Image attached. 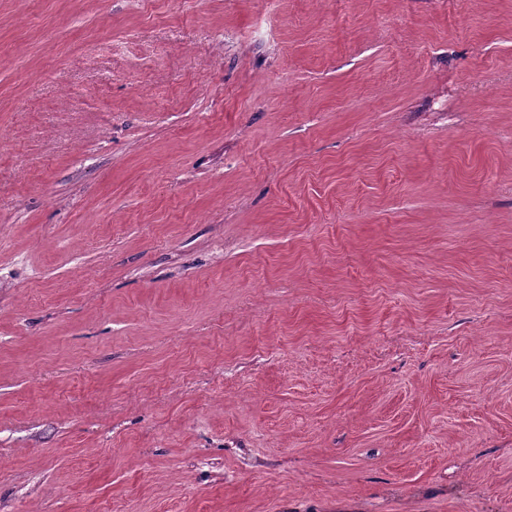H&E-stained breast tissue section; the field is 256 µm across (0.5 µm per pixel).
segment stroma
Listing matches in <instances>:
<instances>
[{"mask_svg": "<svg viewBox=\"0 0 512 512\" xmlns=\"http://www.w3.org/2000/svg\"><path fill=\"white\" fill-rule=\"evenodd\" d=\"M0 512H512V0H0Z\"/></svg>", "mask_w": 512, "mask_h": 512, "instance_id": "stroma-1", "label": "stroma"}]
</instances>
